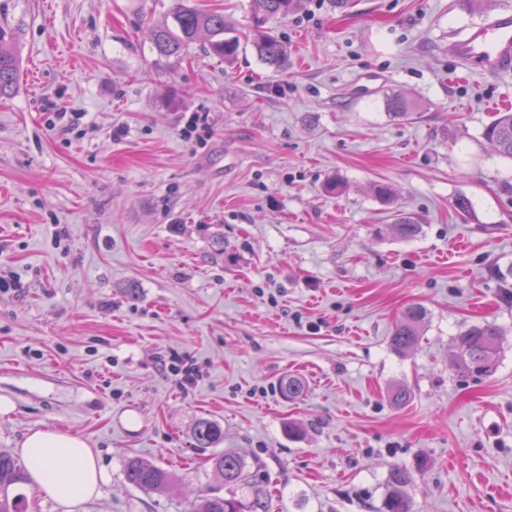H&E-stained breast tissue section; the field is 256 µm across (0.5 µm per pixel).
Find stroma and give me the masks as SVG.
Returning <instances> with one entry per match:
<instances>
[{
    "instance_id": "35a3bbf8",
    "label": "stroma",
    "mask_w": 512,
    "mask_h": 512,
    "mask_svg": "<svg viewBox=\"0 0 512 512\" xmlns=\"http://www.w3.org/2000/svg\"><path fill=\"white\" fill-rule=\"evenodd\" d=\"M191 3L242 36L232 64L199 42L156 54L175 0H0L21 61L0 98V275L18 283L0 296V451L35 430L86 438L110 479L81 512H188L222 484L217 450L244 457L268 512H380L391 470L420 459L412 512H512V160L482 137L512 74L448 53L486 11L299 0L266 23L288 43L276 72L248 40L251 0ZM393 92L412 119L388 113ZM53 106L80 118L49 126ZM193 115L199 146L180 135ZM400 213L413 240L391 230ZM414 304L426 319L402 355L390 336ZM485 323L497 370L459 376L454 339ZM201 418L224 431L216 449L195 445ZM134 455L171 488L129 485Z\"/></svg>"
}]
</instances>
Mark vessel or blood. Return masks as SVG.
<instances>
[{
	"label": "vessel or blood",
	"instance_id": "vessel-or-blood-1",
	"mask_svg": "<svg viewBox=\"0 0 512 512\" xmlns=\"http://www.w3.org/2000/svg\"><path fill=\"white\" fill-rule=\"evenodd\" d=\"M450 50L467 67L484 74L512 73V12H495L489 22L457 38Z\"/></svg>",
	"mask_w": 512,
	"mask_h": 512
}]
</instances>
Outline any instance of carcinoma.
<instances>
[{
  "label": "carcinoma",
  "instance_id": "obj_1",
  "mask_svg": "<svg viewBox=\"0 0 512 512\" xmlns=\"http://www.w3.org/2000/svg\"><path fill=\"white\" fill-rule=\"evenodd\" d=\"M257 15L263 18L285 19L295 7V0H252ZM172 23L156 25L151 30V41L156 53L163 57H178L190 43L205 36L209 49L229 61L240 46V37L234 34L224 14L204 13L197 8L179 3L171 14ZM16 37L11 28L0 26V97L16 87L20 76L19 60L15 50ZM257 57L265 65L279 71L288 59L284 38L274 31H259L250 39ZM390 113L401 119L414 115L418 107L401 94L386 97ZM483 137L504 158L512 159V112H500L483 130ZM402 240H412L421 232V225L410 216H395L392 224ZM426 311L419 305L406 308L402 320L392 331L390 344L397 352L410 350L417 342ZM501 330L494 324L471 326L455 338L453 364L463 377H488L498 365ZM224 439L222 427L209 419H201L194 428V440L199 448H211ZM213 470L220 474L229 487L251 490V498L231 494L219 495L220 489L208 487L202 491L190 512H266V496L251 480L245 461L232 453H218L210 458ZM126 481L144 492H162L173 483V476L153 464L130 457L125 464ZM28 479L26 466L9 453L0 451V512H27L26 500L13 489ZM412 470L397 466L390 472L389 491L383 502V512H410L403 488L411 483Z\"/></svg>",
  "mask_w": 512,
  "mask_h": 512
}]
</instances>
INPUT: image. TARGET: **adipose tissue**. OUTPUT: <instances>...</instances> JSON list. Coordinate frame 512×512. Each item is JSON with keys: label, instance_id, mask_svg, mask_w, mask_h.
Segmentation results:
<instances>
[{"label": "adipose tissue", "instance_id": "1", "mask_svg": "<svg viewBox=\"0 0 512 512\" xmlns=\"http://www.w3.org/2000/svg\"><path fill=\"white\" fill-rule=\"evenodd\" d=\"M20 454L31 487L56 502L61 512H80L85 502L99 494L107 479L88 441L68 432H30Z\"/></svg>", "mask_w": 512, "mask_h": 512}]
</instances>
